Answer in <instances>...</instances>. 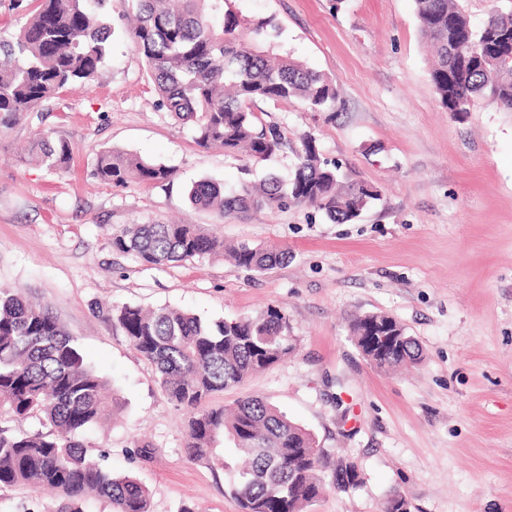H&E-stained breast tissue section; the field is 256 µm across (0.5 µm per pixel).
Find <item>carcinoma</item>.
Returning <instances> with one entry per match:
<instances>
[{
    "label": "carcinoma",
    "mask_w": 512,
    "mask_h": 512,
    "mask_svg": "<svg viewBox=\"0 0 512 512\" xmlns=\"http://www.w3.org/2000/svg\"><path fill=\"white\" fill-rule=\"evenodd\" d=\"M23 22L0 37V130L13 128L67 85H90L112 58V0H31ZM132 19L129 38L144 60L162 105L204 149L245 154L258 165L289 147L286 132L256 112L257 103L301 102L309 112H334L336 82L283 54L267 40L270 19L247 25L224 0H121ZM422 33L433 50L429 81L439 105L466 114L485 98L512 112V7L494 5L481 27L456 0H414ZM288 179L243 180L227 191L202 180L189 190L191 204L221 216L243 218L262 210L306 205L337 224L355 221L379 191L348 181L341 166L324 160L305 134ZM65 140L33 143L29 157L53 174L69 168ZM92 176L104 183H165L174 170L112 149L96 155ZM112 248L151 266L226 254L247 272L265 273L288 259L273 246L224 238L199 224H128L112 235ZM129 345L154 366L160 387L187 414L184 448L189 459L210 462L219 442H229L244 465L233 471L230 493L240 512H304L327 490L347 492L363 483L359 467L320 446L316 437L260 396L234 407H206L225 389L244 384L293 349L286 314L277 307L254 316L206 321L174 307L106 310ZM379 332L401 338L400 347L369 356L388 371L418 364L423 351L405 328L381 312L353 319L359 337L371 319ZM118 405L106 380L86 363L51 307L0 287V417L36 418L48 430L28 434L0 426V489H49L56 512H83L91 499L112 512H150V494L131 475L105 471L86 432Z\"/></svg>",
    "instance_id": "carcinoma-1"
}]
</instances>
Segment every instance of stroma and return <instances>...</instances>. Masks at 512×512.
<instances>
[{
    "label": "stroma",
    "mask_w": 512,
    "mask_h": 512,
    "mask_svg": "<svg viewBox=\"0 0 512 512\" xmlns=\"http://www.w3.org/2000/svg\"><path fill=\"white\" fill-rule=\"evenodd\" d=\"M226 6L245 21L273 19L278 49L332 76L341 101L334 117L258 103L291 147L255 177L287 174L292 147L309 133L379 200L352 224L306 206L244 219L192 206V184L237 185L245 162L200 148L162 107L114 0L112 60L95 82L0 133V286L48 303L116 390L120 409L87 436L113 472L148 488L151 512H239L226 472L239 456L222 445L224 465L187 460L183 412L100 304L171 306L205 320L284 311L294 352L211 403L262 396L357 463L360 487L327 492L307 512H381L395 491L411 512H512V112L484 99L464 116L441 110L413 0H345L336 12L329 0ZM40 137L72 144L68 172L21 161ZM107 148L175 175L100 182L93 163ZM174 220L277 247L288 260L252 274L220 256L155 267L112 249L123 225ZM364 312L403 325L422 363L391 374L370 365L348 333ZM143 441L156 449L147 463L135 453Z\"/></svg>",
    "instance_id": "stroma-1"
}]
</instances>
